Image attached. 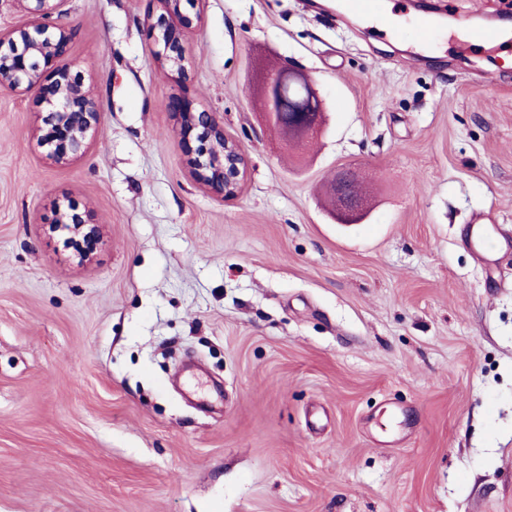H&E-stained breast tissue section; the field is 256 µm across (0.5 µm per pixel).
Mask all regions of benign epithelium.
<instances>
[{
	"label": "benign epithelium",
	"mask_w": 512,
	"mask_h": 512,
	"mask_svg": "<svg viewBox=\"0 0 512 512\" xmlns=\"http://www.w3.org/2000/svg\"><path fill=\"white\" fill-rule=\"evenodd\" d=\"M29 16L22 26L0 32V88L33 92L44 112L41 126L35 133L45 147L46 159L59 166L70 164L84 150L88 135L100 127L103 113L99 112L84 78L64 64L46 72L49 63L64 56L71 40L66 27L50 21L52 0H12ZM198 0H158L159 12L148 19V27L157 46L156 56L165 74L184 79L187 75L186 35L197 25L200 13L191 12ZM284 74L294 82L305 97L297 109L293 129L294 142L301 143L325 130V112L317 89L294 66L281 67L262 81L260 106L268 121L276 119V106L271 89L275 79ZM167 110L178 115L186 130L196 131L197 146L188 159L190 176L205 186L211 194L223 200L235 198L241 191L247 171V158L241 145L224 135L223 122L216 113L195 111L178 97H171ZM353 175L348 172L336 179V222L354 224L370 214L368 199L349 190ZM55 223L68 230L72 237L92 239L98 235L95 225H89L69 206H58Z\"/></svg>",
	"instance_id": "1"
}]
</instances>
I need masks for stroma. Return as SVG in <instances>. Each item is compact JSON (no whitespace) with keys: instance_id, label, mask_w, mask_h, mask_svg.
<instances>
[{"instance_id":"stroma-1","label":"stroma","mask_w":512,"mask_h":512,"mask_svg":"<svg viewBox=\"0 0 512 512\" xmlns=\"http://www.w3.org/2000/svg\"><path fill=\"white\" fill-rule=\"evenodd\" d=\"M307 2L201 0L176 83L156 0H63L104 114L67 166L0 88V512H512V247L464 243L479 213L512 238V39L458 50L512 0H431L421 60L409 25ZM288 63L327 114L298 147L254 91ZM174 95L244 147L237 198L189 176ZM344 168L359 224L327 203ZM354 176L348 172L340 174L339 178L332 180L329 186V195L331 196L334 190V183L337 186V198L339 199L337 211L334 213V218L340 224H354L364 221L370 214V205L367 198L360 195L363 192V187L357 181L350 184ZM350 184V190H349ZM355 193V194H353ZM53 224H60L59 226L68 230L72 234L71 238L75 239L77 236H81L89 240L99 233L97 226L87 224L83 217L75 212L69 204H59L57 218Z\"/></svg>"}]
</instances>
